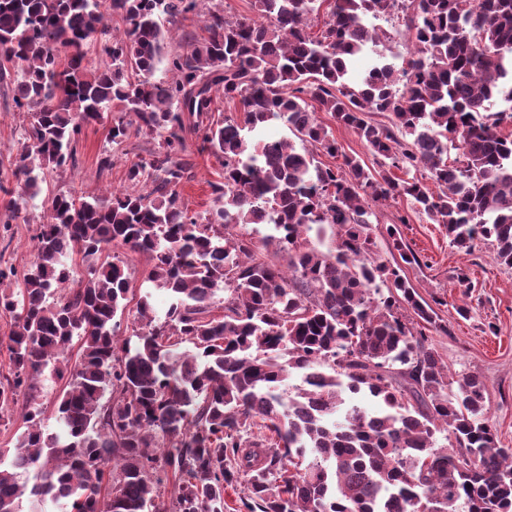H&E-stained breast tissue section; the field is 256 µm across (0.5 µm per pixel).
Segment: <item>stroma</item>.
<instances>
[{"instance_id":"obj_1","label":"stroma","mask_w":512,"mask_h":512,"mask_svg":"<svg viewBox=\"0 0 512 512\" xmlns=\"http://www.w3.org/2000/svg\"><path fill=\"white\" fill-rule=\"evenodd\" d=\"M122 116V107L116 104L102 122L84 128L75 166L48 174L40 198L29 202L13 223H0L1 261L20 270L30 266L35 229L48 219L45 199L60 193L88 198L127 187L126 171L132 158L125 155V148L112 146L108 140L109 128ZM317 118L331 127L338 146L333 157L316 153L319 163L338 167L348 156L372 163V155L352 129L335 123L327 112H318ZM27 123L26 114L15 111L10 99L0 93V216L5 213L7 190L16 186L11 171ZM186 146L194 163V177L183 185L182 199L189 210L201 213L212 204V185L219 179L220 167L214 158L199 153L195 136H187ZM107 151L112 154L113 165L102 174L98 160ZM399 215L408 218L399 226L402 240L419 258L418 264L405 266V276L423 297L442 300L437 311L448 331L432 333V341L453 375L475 374L484 381L497 440L501 447L512 448V270L498 265L493 248L486 242H476L468 252L452 247L440 225L411 213L401 197L377 210L378 248L386 260H393L394 254L388 249L385 228ZM461 306L466 309L462 315L457 312Z\"/></svg>"}]
</instances>
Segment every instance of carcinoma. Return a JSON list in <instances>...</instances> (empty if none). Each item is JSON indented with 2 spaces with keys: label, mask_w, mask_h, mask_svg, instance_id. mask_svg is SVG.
<instances>
[{
  "label": "carcinoma",
  "mask_w": 512,
  "mask_h": 512,
  "mask_svg": "<svg viewBox=\"0 0 512 512\" xmlns=\"http://www.w3.org/2000/svg\"><path fill=\"white\" fill-rule=\"evenodd\" d=\"M203 2L0 0V82L29 118L5 223L76 162L83 128L113 104L134 116L112 123L113 144L155 141L126 189L47 200L30 267L0 266L11 319L0 408L48 368L65 381V433L30 399L14 447L0 448V512H20L25 494L31 512H224L239 486L248 512H512V448L497 442L485 383L448 380L426 334L448 332L443 301L402 276L418 258L394 225L400 261L381 259L372 221L404 197L450 245L488 241L512 268V135L498 131L512 118V0H254L256 19ZM190 15L207 36L168 48L169 26ZM370 18L394 25L368 29ZM398 30L411 48L389 57L379 46ZM363 53L376 59L356 76ZM163 62L167 83L153 80ZM218 98L239 115L214 119ZM318 109L376 166L316 164L307 146L338 152ZM272 122L296 141L267 134ZM187 131L222 168L201 214L180 197L193 177ZM327 227L322 250L310 234ZM117 248L147 256L145 282L169 298L161 318L141 293L129 336L118 335L133 289ZM284 250L286 269L271 258ZM75 256L89 262L79 280ZM74 346L75 361L58 363ZM293 370L313 383L289 384ZM32 467L28 489L18 474Z\"/></svg>",
  "instance_id": "1"
}]
</instances>
